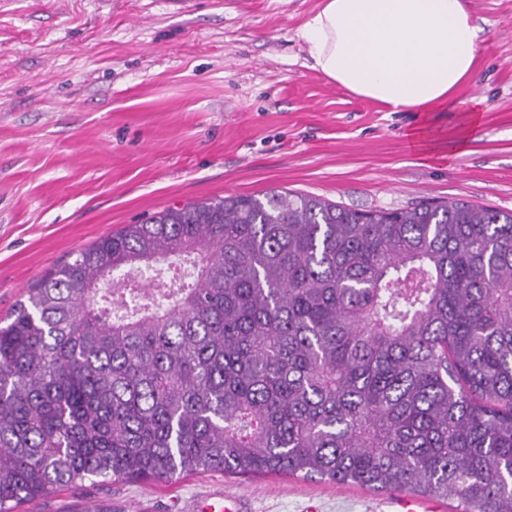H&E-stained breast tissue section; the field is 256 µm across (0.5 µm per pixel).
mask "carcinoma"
Wrapping results in <instances>:
<instances>
[{"instance_id":"1","label":"carcinoma","mask_w":512,"mask_h":512,"mask_svg":"<svg viewBox=\"0 0 512 512\" xmlns=\"http://www.w3.org/2000/svg\"><path fill=\"white\" fill-rule=\"evenodd\" d=\"M171 257L193 269L175 299L127 287ZM9 319L0 512L201 471L512 512V210L275 190L168 207L58 265Z\"/></svg>"}]
</instances>
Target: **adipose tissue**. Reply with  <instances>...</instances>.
Instances as JSON below:
<instances>
[{
  "label": "adipose tissue",
  "instance_id": "adipose-tissue-1",
  "mask_svg": "<svg viewBox=\"0 0 512 512\" xmlns=\"http://www.w3.org/2000/svg\"><path fill=\"white\" fill-rule=\"evenodd\" d=\"M313 69L393 112H427L475 78L465 0H323L299 29Z\"/></svg>",
  "mask_w": 512,
  "mask_h": 512
}]
</instances>
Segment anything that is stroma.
<instances>
[{
    "label": "stroma",
    "instance_id": "1",
    "mask_svg": "<svg viewBox=\"0 0 512 512\" xmlns=\"http://www.w3.org/2000/svg\"><path fill=\"white\" fill-rule=\"evenodd\" d=\"M321 4L0 0V318L78 250L170 206L280 189L359 210H512V0H468L476 77L431 112L314 70L298 30ZM220 495L245 512H395L391 492L217 472L87 480L17 512H193Z\"/></svg>",
    "mask_w": 512,
    "mask_h": 512
}]
</instances>
